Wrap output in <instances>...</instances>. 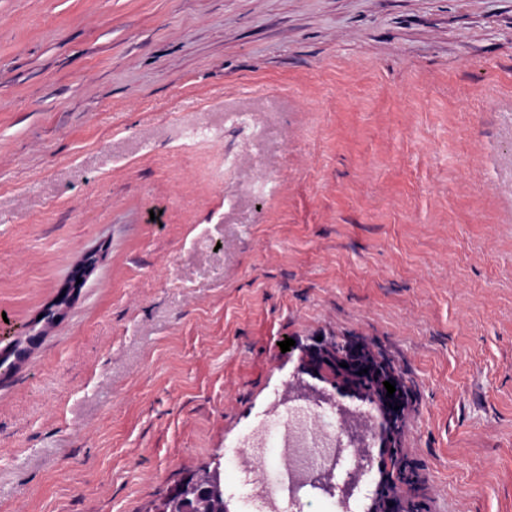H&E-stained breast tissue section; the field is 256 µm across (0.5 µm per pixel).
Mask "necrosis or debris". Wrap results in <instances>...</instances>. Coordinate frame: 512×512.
I'll return each mask as SVG.
<instances>
[{
    "label": "necrosis or debris",
    "instance_id": "4bbe7bcc",
    "mask_svg": "<svg viewBox=\"0 0 512 512\" xmlns=\"http://www.w3.org/2000/svg\"><path fill=\"white\" fill-rule=\"evenodd\" d=\"M224 456L234 470L254 475L242 498L243 512H302L311 496L319 499L323 512H352L336 497L322 495L308 484L310 473L333 464L346 466L351 457L337 418L327 407L292 403L277 424L247 434ZM269 466L287 473L288 488L263 477V469Z\"/></svg>",
    "mask_w": 512,
    "mask_h": 512
}]
</instances>
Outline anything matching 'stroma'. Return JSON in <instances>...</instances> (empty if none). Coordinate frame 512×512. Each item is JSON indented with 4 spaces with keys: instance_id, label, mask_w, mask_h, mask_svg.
Instances as JSON below:
<instances>
[{
    "instance_id": "35a3bbf8",
    "label": "stroma",
    "mask_w": 512,
    "mask_h": 512,
    "mask_svg": "<svg viewBox=\"0 0 512 512\" xmlns=\"http://www.w3.org/2000/svg\"><path fill=\"white\" fill-rule=\"evenodd\" d=\"M0 332V512H149L347 340L396 497L512 512V0H0ZM346 362L348 368L339 366V363ZM364 369V361L360 355V349L351 347L336 351V344H321L317 347L301 350L299 365L296 373V383L300 384V374H308L314 379L336 386V381L341 384L353 395L358 396L369 403L379 406L380 422L377 432L374 436V445L381 448V461L387 462V448L396 446V437L393 429L386 424L382 415V407L386 406L391 398L386 397L387 390L383 385L381 389L370 390L366 385L364 373L358 375L360 370ZM317 370V374H314Z\"/></svg>"
}]
</instances>
